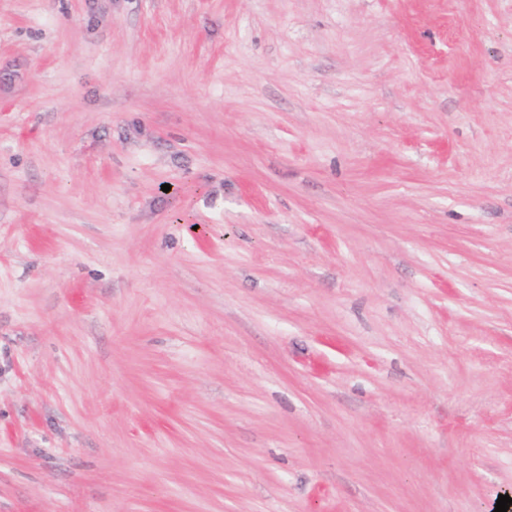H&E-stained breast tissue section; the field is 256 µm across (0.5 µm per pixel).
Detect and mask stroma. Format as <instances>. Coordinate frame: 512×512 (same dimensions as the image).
Masks as SVG:
<instances>
[{
	"label": "stroma",
	"mask_w": 512,
	"mask_h": 512,
	"mask_svg": "<svg viewBox=\"0 0 512 512\" xmlns=\"http://www.w3.org/2000/svg\"><path fill=\"white\" fill-rule=\"evenodd\" d=\"M512 0H0V512H494Z\"/></svg>",
	"instance_id": "1"
}]
</instances>
